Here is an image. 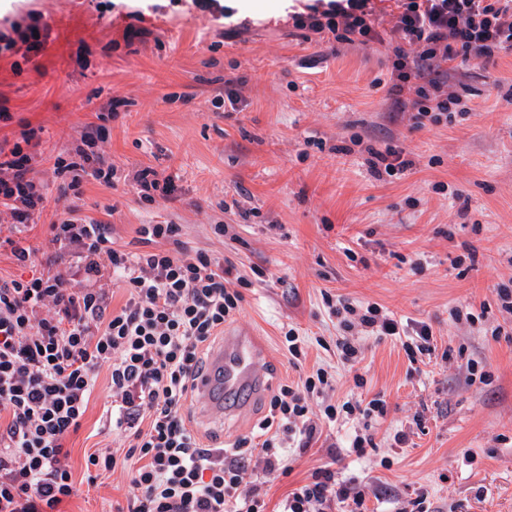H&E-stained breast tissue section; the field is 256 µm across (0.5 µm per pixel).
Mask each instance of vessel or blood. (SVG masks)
<instances>
[{
	"mask_svg": "<svg viewBox=\"0 0 512 512\" xmlns=\"http://www.w3.org/2000/svg\"><path fill=\"white\" fill-rule=\"evenodd\" d=\"M257 351L248 334L230 333L215 351L213 363L196 380L195 388L204 395L211 410L227 413L229 401L242 391L258 394L263 382L254 374Z\"/></svg>",
	"mask_w": 512,
	"mask_h": 512,
	"instance_id": "1",
	"label": "vessel or blood"
}]
</instances>
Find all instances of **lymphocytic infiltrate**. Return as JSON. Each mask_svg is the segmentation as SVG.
<instances>
[{"label": "lymphocytic infiltrate", "instance_id": "lymphocytic-infiltrate-1", "mask_svg": "<svg viewBox=\"0 0 512 512\" xmlns=\"http://www.w3.org/2000/svg\"><path fill=\"white\" fill-rule=\"evenodd\" d=\"M311 0L295 14L297 28L330 33L337 45L380 46L390 58L391 89L406 93L415 127L451 123L469 107L455 89L459 64L495 63L512 52V0ZM51 28L39 19L0 31V55L40 53ZM56 156L53 174L68 188L83 173L111 185L112 169L97 152L111 111ZM41 130L24 126L9 150L0 149V222L25 275L0 279V512H62L76 494L67 438L81 427L98 371L110 367L111 404L105 426L128 440L125 453L98 448L86 457L88 485L137 459L129 478L128 512H267L265 487L287 475L295 452L309 448L320 426L355 429L310 480L276 512H370L383 488L361 473L339 475L338 462L363 459L374 447L372 428L387 414L383 396H337L334 371L319 367L271 394L249 434L222 445L204 443L189 424L194 383L211 341L234 319L246 280L233 265L190 250L178 224H144L143 250L114 246L109 225L68 217L50 226L59 253L34 266L27 231L46 197L32 176ZM108 266H101L100 256ZM121 282L125 301L112 308L103 281ZM328 314L344 334L336 341L341 367L363 387L358 365L365 336L401 341L410 364L440 356L465 358L469 381L489 377L464 350L441 349L430 323L396 316L324 293Z\"/></svg>", "mask_w": 512, "mask_h": 512}]
</instances>
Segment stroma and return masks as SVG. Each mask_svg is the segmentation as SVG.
<instances>
[{"label": "stroma", "mask_w": 512, "mask_h": 512, "mask_svg": "<svg viewBox=\"0 0 512 512\" xmlns=\"http://www.w3.org/2000/svg\"><path fill=\"white\" fill-rule=\"evenodd\" d=\"M294 2L234 0L243 26L228 37L224 20L194 0H0V27L33 15L51 27L39 56L0 58V104L14 116L0 126V141H14L27 123L43 129L33 175L47 202L28 232L35 259L54 256L49 226L71 208L85 222L110 225L115 245L131 251L141 248V225H181L188 247L252 279L230 327L254 334L256 370L271 391L301 371L337 367L340 331L323 292L430 323L440 345L465 347L491 379L468 383L457 360L432 361L412 376L399 342L364 337L361 394L383 395L388 412L359 468L393 495L430 492L439 512H512V320L503 319L497 295L512 281V99L503 97L512 54L464 66L457 89L469 112L416 129L388 93L385 51L340 49L327 34L303 39L289 15ZM131 27L139 37L127 38ZM228 87L237 106L225 101ZM112 98L120 105L98 150L113 184L85 178L74 198L48 159L71 150ZM388 145L412 165L375 175L368 150ZM145 168L170 179L173 195L140 200L133 177ZM218 224L226 235L215 234ZM454 306L487 311L486 325H502V335L454 323ZM287 324L311 340L299 370L282 344ZM109 385L101 367L82 426L66 441L77 492L65 512L127 503L136 461L98 487L86 481L87 454L123 445L101 421ZM265 407L243 403L223 420L195 417L191 426L229 442L248 434ZM399 429L409 431V447H393ZM336 438L322 429L291 473L270 484L269 507L326 462ZM384 457L390 467L381 466Z\"/></svg>", "instance_id": "stroma-1"}]
</instances>
